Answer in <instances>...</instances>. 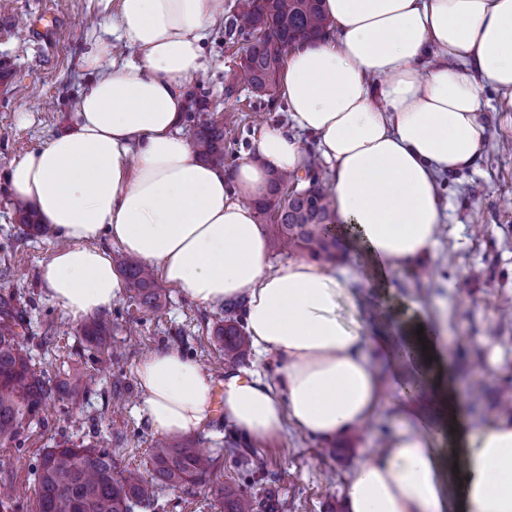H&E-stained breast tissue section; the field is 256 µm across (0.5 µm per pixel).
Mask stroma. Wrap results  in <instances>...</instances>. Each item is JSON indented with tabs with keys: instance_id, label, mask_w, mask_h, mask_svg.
Segmentation results:
<instances>
[{
	"instance_id": "35a3bbf8",
	"label": "stroma",
	"mask_w": 512,
	"mask_h": 512,
	"mask_svg": "<svg viewBox=\"0 0 512 512\" xmlns=\"http://www.w3.org/2000/svg\"><path fill=\"white\" fill-rule=\"evenodd\" d=\"M236 3L224 0V14L203 42L206 73L184 88L205 103L207 115L223 117L228 171L248 152L260 126L287 119L282 93L257 97L240 77L248 37L234 23ZM46 13L54 14L57 24L44 38L36 21ZM105 15L102 0H0V288L25 306V345L36 370L50 382L102 363L110 368L88 394L51 393L20 441L0 447V486L17 491L14 512H38L35 468L46 448L64 440L109 449L118 469L150 470L156 437L137 412L135 373L147 355L178 350L209 370L219 385L227 371L214 334L220 308L199 306L170 286L156 312L140 309L130 291H123L101 315L112 325V344L95 349L83 338L81 320L68 317L46 294L41 263L54 240L27 238L20 231L10 166L70 126L78 98L91 82L81 58L93 38L104 35ZM503 101L502 93L485 90L488 130L476 166L442 183L447 219L439 228L438 247L423 262L394 271L395 295L371 287L367 266L350 251H343L340 261L352 272L353 294L341 303L342 319L376 336L387 331L389 321L373 317L374 303L385 304L390 314L399 312L404 300L421 303L445 333L455 380L480 384L466 399L480 424L512 420V407H503L499 395L512 380V314L503 312L512 305V112L504 111ZM48 331L55 340L47 344ZM117 376L122 379L118 390L113 387ZM406 424L390 391L375 419L329 441L289 426L279 437L253 444L236 438L218 413L193 438L217 457L213 475L185 490H164L159 502L163 512H217L222 489L232 486L255 497L259 512H346L344 486L353 468ZM232 440L248 456V467L227 455Z\"/></svg>"
}]
</instances>
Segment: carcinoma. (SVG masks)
Listing matches in <instances>:
<instances>
[{
    "instance_id": "cac0c4a2",
    "label": "carcinoma",
    "mask_w": 512,
    "mask_h": 512,
    "mask_svg": "<svg viewBox=\"0 0 512 512\" xmlns=\"http://www.w3.org/2000/svg\"><path fill=\"white\" fill-rule=\"evenodd\" d=\"M235 20L243 29L255 30L270 24L269 40L251 41L246 48L247 80L258 94L272 95L278 84L286 47L318 38L327 26L322 0H239ZM200 101L190 99L186 121L192 123L193 144L199 156L224 165V126L197 115ZM299 175H277L270 180L268 196L258 202L262 214L276 211L271 222V244L307 253L313 259H337L338 241L330 225L334 223L327 194L314 178L309 187L283 206L280 186L300 181ZM22 214L23 233L47 234L37 213L17 202ZM134 298L140 307L155 311L162 306L163 294L157 288L153 270L128 256L118 260ZM245 302L224 303V320L217 326V339L224 346V362L236 364L249 350L244 322ZM26 310L12 294L0 293V445L17 443L25 427L40 412L48 393L42 375L33 368L23 345ZM87 340L100 349L111 344V333L104 322H89L83 327ZM93 377L75 373L62 381L58 390L71 396L89 392ZM216 458L194 448L190 442H167L155 446L149 475L138 470L115 473L112 454L104 448L56 444L41 456L36 472L39 491L38 512H134L154 509L165 488L194 484L214 472ZM222 512H257L252 496L232 488L221 495Z\"/></svg>"
}]
</instances>
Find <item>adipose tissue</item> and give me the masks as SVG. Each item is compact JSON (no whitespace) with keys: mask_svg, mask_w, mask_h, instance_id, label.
<instances>
[{"mask_svg":"<svg viewBox=\"0 0 512 512\" xmlns=\"http://www.w3.org/2000/svg\"><path fill=\"white\" fill-rule=\"evenodd\" d=\"M331 28L288 55V127L256 133V161L231 172L201 161L181 132L183 89L224 0H116L112 39L81 60L92 78L70 127L10 168L60 245L42 264L48 296L75 319L110 308L124 280L101 237L206 307L244 298L259 372L224 382V419L260 444L287 424L323 438L367 424L385 387L410 425L349 475L350 512H443L455 462L462 512H512V423L474 429L437 327L420 305L369 336L338 314L335 268L271 265L255 203L270 174L297 173L313 137L327 165L336 231L389 287L392 271L431 254L444 222L441 178L474 167L487 134L483 93L512 97V0H323ZM130 56L116 54V46ZM392 364L379 375L373 355ZM138 407L161 438L211 419L212 373L178 351L139 362Z\"/></svg>","mask_w":512,"mask_h":512,"instance_id":"1","label":"adipose tissue"}]
</instances>
